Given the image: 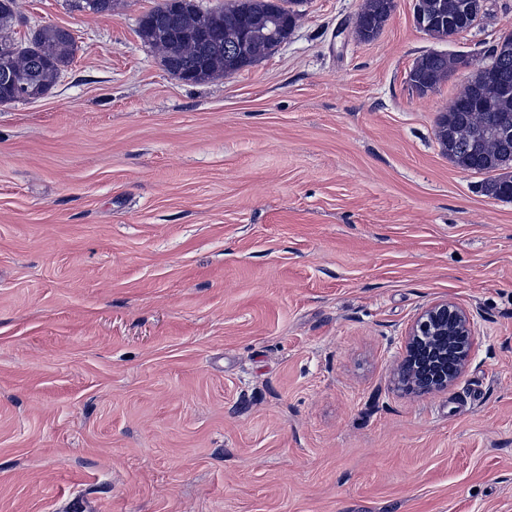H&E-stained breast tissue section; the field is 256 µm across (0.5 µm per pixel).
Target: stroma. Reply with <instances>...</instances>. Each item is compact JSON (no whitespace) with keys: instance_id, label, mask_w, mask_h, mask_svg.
Returning <instances> with one entry per match:
<instances>
[{"instance_id":"stroma-1","label":"stroma","mask_w":512,"mask_h":512,"mask_svg":"<svg viewBox=\"0 0 512 512\" xmlns=\"http://www.w3.org/2000/svg\"><path fill=\"white\" fill-rule=\"evenodd\" d=\"M160 0H22L70 31L44 97L0 105V512H512V200L442 153L467 32L396 0H303L288 40L203 84L137 34ZM469 310L448 390L393 369L423 307ZM384 1L387 0H363L353 22L354 33L360 41L369 42L382 30L390 16L383 9ZM457 54L430 52L418 57L409 70L407 82L411 89L424 95L448 81L460 68L468 66ZM426 87L427 91L418 90Z\"/></svg>"}]
</instances>
